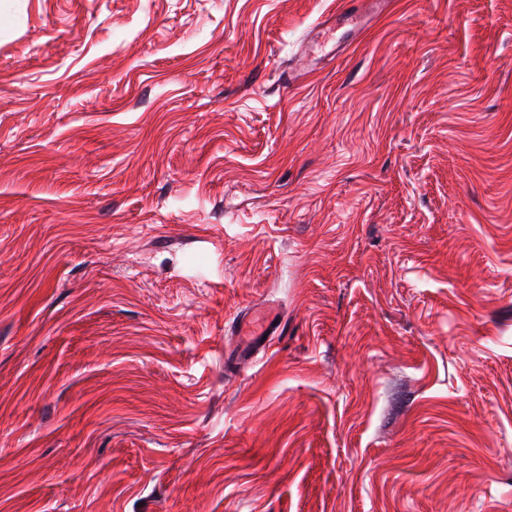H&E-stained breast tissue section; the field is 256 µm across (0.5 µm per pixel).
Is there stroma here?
<instances>
[{"label": "stroma", "instance_id": "35a3bbf8", "mask_svg": "<svg viewBox=\"0 0 512 512\" xmlns=\"http://www.w3.org/2000/svg\"><path fill=\"white\" fill-rule=\"evenodd\" d=\"M337 7L0 0V512H512V0ZM249 313L245 312L242 315H240L233 323L232 327L237 335H239V331L241 329V326L243 322L248 318ZM281 323H276L272 327L269 328L267 333L264 335V328L261 326H251L246 327L243 326L240 332V335L242 336H254L253 341L248 348L246 352H253L258 351L265 347L267 336H272L274 333L277 332V330L280 328Z\"/></svg>", "mask_w": 512, "mask_h": 512}]
</instances>
